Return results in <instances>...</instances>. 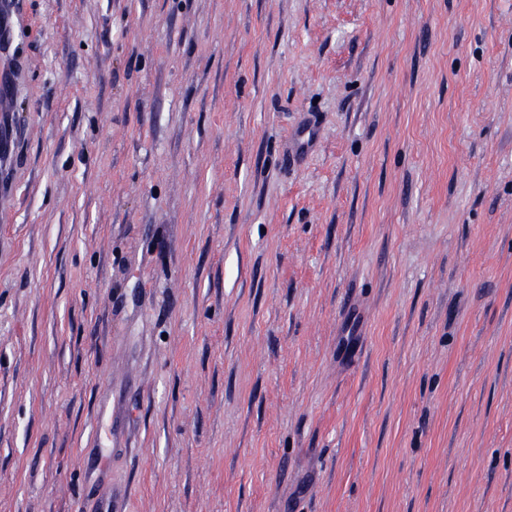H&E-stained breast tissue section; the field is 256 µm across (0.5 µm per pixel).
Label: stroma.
<instances>
[{
	"mask_svg": "<svg viewBox=\"0 0 512 512\" xmlns=\"http://www.w3.org/2000/svg\"><path fill=\"white\" fill-rule=\"evenodd\" d=\"M0 29V512H512V0Z\"/></svg>",
	"mask_w": 512,
	"mask_h": 512,
	"instance_id": "35a3bbf8",
	"label": "stroma"
}]
</instances>
